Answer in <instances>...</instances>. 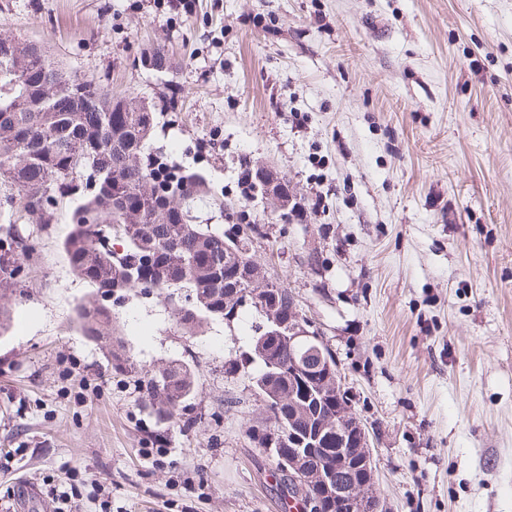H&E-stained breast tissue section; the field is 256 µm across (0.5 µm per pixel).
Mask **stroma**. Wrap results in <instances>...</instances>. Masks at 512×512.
Returning a JSON list of instances; mask_svg holds the SVG:
<instances>
[{"label": "stroma", "instance_id": "obj_1", "mask_svg": "<svg viewBox=\"0 0 512 512\" xmlns=\"http://www.w3.org/2000/svg\"><path fill=\"white\" fill-rule=\"evenodd\" d=\"M0 38L155 103L147 152L224 199L199 223L264 225L254 258L334 355L385 512H512V0H0ZM247 169L320 210L270 211ZM71 208L39 223L0 184V242L39 253L0 330V512H283L253 432L262 318L188 336L186 291L112 295L113 368L77 322ZM174 358L199 390L168 423L145 384Z\"/></svg>", "mask_w": 512, "mask_h": 512}]
</instances>
